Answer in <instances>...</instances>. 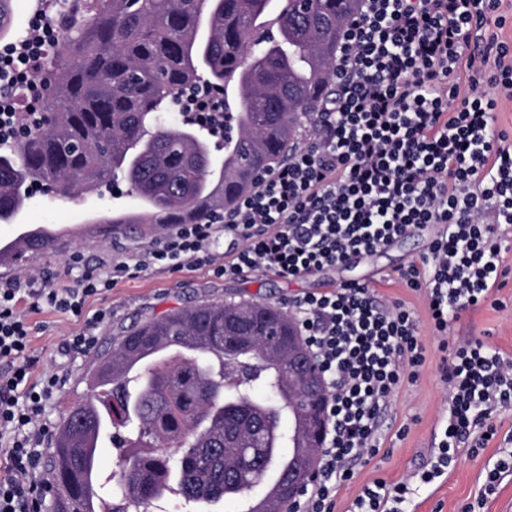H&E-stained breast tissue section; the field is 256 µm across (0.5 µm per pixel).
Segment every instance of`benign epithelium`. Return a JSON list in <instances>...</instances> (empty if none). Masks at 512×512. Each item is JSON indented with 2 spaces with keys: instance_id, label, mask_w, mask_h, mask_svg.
I'll use <instances>...</instances> for the list:
<instances>
[{
  "instance_id": "1",
  "label": "benign epithelium",
  "mask_w": 512,
  "mask_h": 512,
  "mask_svg": "<svg viewBox=\"0 0 512 512\" xmlns=\"http://www.w3.org/2000/svg\"><path fill=\"white\" fill-rule=\"evenodd\" d=\"M288 374L298 388V400L302 402L307 416L308 428L317 445H322L326 431L325 412L326 380L321 375L313 354L305 345L302 336L288 337ZM319 457L306 456L298 464L294 476L288 478L284 491L283 510L289 512L294 500L298 499L305 486L318 469Z\"/></svg>"
}]
</instances>
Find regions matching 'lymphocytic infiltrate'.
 Instances as JSON below:
<instances>
[{
    "instance_id": "obj_1",
    "label": "lymphocytic infiltrate",
    "mask_w": 512,
    "mask_h": 512,
    "mask_svg": "<svg viewBox=\"0 0 512 512\" xmlns=\"http://www.w3.org/2000/svg\"><path fill=\"white\" fill-rule=\"evenodd\" d=\"M343 27L332 91L310 112V143L257 177L232 208L180 225L136 263L96 269L73 255L70 288L28 290L31 308L81 315L87 297L156 263L208 265L235 278L264 269L300 278L374 254L414 228L444 225L421 263L398 271L424 291L440 338L449 388L441 454L485 447L495 415L512 407V357L483 339L458 345L450 320L483 306L504 286L512 250V137L495 129L500 101L512 100V45L497 31L500 0H360ZM49 29L33 21L27 37L0 52V82L22 86L38 69ZM475 74L461 89V66ZM237 241L216 262V229ZM21 284L0 282V512H41L49 489L43 443L57 375L31 384L30 327L17 308ZM289 307L328 382V432L318 475L295 512H335L338 489L355 464L380 454L382 416L426 360L419 322L403 302L386 303L367 285L344 283L293 298ZM410 489L378 479L352 512H405Z\"/></svg>"
}]
</instances>
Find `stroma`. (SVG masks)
<instances>
[{
    "label": "stroma",
    "instance_id": "obj_1",
    "mask_svg": "<svg viewBox=\"0 0 512 512\" xmlns=\"http://www.w3.org/2000/svg\"><path fill=\"white\" fill-rule=\"evenodd\" d=\"M138 208L135 198L122 193L103 197L88 193L79 201L65 202L33 188L15 220L0 223V239L12 236L23 225L85 224ZM434 235L435 229L430 226L398 239L373 255L293 280L265 270L225 279L214 276L207 266L186 267L175 272L157 264L119 282L109 291L88 297L84 314L89 317L102 309L110 311V318L98 330V344L103 347L136 322L204 302L259 300L284 306L304 293L354 281L368 285L383 300L406 302L420 321L427 348L426 363L417 381L393 396L384 415L383 435L388 455L358 464L354 482L338 492L337 512H350L355 498L374 479H384L391 486L406 482L429 469L438 450L440 415L448 399V386L439 369V339L427 322L423 295L390 278L394 269L421 261ZM157 242V237L146 235L136 224L126 225L124 230L104 239L73 237L62 240L52 252L10 269L0 267V279L24 282L35 278L66 288L73 283L69 271L72 254H82L91 266L114 259L133 263ZM503 265L508 273L504 287L494 294V303L463 313L449 323L448 334L460 340L484 337L497 349L512 355V252L505 254ZM18 307L31 327L28 356L33 364V378L46 374L59 377L49 417L54 423H61L68 408L87 392L83 376L96 361L97 350L76 353L67 348L70 336L82 329L83 319L45 306L32 310L25 297L20 298ZM496 422L500 430L495 440L476 452L466 447L458 449L448 467V480L437 483L435 492L423 491L413 498L411 505L416 512H460L463 505L471 502L476 504V512H512V471L502 473L493 493L484 491L487 464L498 458L505 446V436L512 435V409L499 412Z\"/></svg>",
    "mask_w": 512,
    "mask_h": 512
}]
</instances>
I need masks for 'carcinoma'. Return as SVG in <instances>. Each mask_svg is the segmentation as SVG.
<instances>
[{
	"label": "carcinoma",
	"instance_id": "obj_1",
	"mask_svg": "<svg viewBox=\"0 0 512 512\" xmlns=\"http://www.w3.org/2000/svg\"><path fill=\"white\" fill-rule=\"evenodd\" d=\"M64 0L44 57L36 121L0 149V222L23 209L25 186L67 199L121 177L142 202L133 220L153 232L169 213L194 223L233 205L295 142L300 118L329 93L336 42L357 0ZM13 0H0V37ZM218 96L235 134L197 120L168 124L178 97ZM288 316L254 302H211L132 326L97 358L88 393L69 409L47 461L59 484L54 512H139L166 500L201 507L232 500L231 471L246 484L271 460L287 462L289 429L267 440L270 415L295 421L288 378ZM256 348L224 350V337ZM253 366L250 380L240 365ZM221 383L215 396L204 387ZM266 397L255 393L256 384ZM274 413H269V409ZM98 437L119 449L115 469L97 464ZM136 477L123 474L129 461Z\"/></svg>",
	"mask_w": 512,
	"mask_h": 512
}]
</instances>
